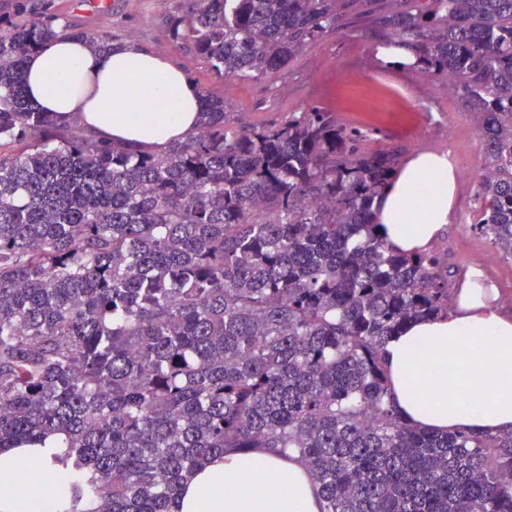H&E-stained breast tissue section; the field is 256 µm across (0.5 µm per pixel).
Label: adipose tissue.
<instances>
[{"mask_svg":"<svg viewBox=\"0 0 512 512\" xmlns=\"http://www.w3.org/2000/svg\"><path fill=\"white\" fill-rule=\"evenodd\" d=\"M139 86L149 110L132 107ZM28 98L46 112L79 120L90 136L159 152L193 132L201 99L174 61L126 41L93 50L61 31L25 64ZM456 192L450 151L407 159L376 203L379 233L399 251H429L449 221ZM497 290L468 271L448 316L407 325L386 346L391 396L409 423L434 432L512 431V317L495 305ZM50 448L0 455V512H56L52 490L77 481ZM178 512H319L303 464L264 448L226 451L183 485Z\"/></svg>","mask_w":512,"mask_h":512,"instance_id":"ef3b65f1","label":"adipose tissue"}]
</instances>
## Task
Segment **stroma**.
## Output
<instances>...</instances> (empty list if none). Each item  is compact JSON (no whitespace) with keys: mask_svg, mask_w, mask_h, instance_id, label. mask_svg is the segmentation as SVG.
I'll return each mask as SVG.
<instances>
[{"mask_svg":"<svg viewBox=\"0 0 512 512\" xmlns=\"http://www.w3.org/2000/svg\"><path fill=\"white\" fill-rule=\"evenodd\" d=\"M61 22L119 43L133 40L173 58L199 89L224 98L230 125L270 124L315 105L340 123L369 135L377 148L399 147L401 159L423 150H452L457 161L453 214L434 243L448 256L452 280L473 268L495 284L499 304L512 314V260L503 258L473 230L475 173L483 153L477 119L438 80L413 77L379 64L363 26L368 7L355 0L350 13L321 41L305 47L289 65L260 81H213L207 65L179 48L166 32L168 17L183 0H54Z\"/></svg>","mask_w":512,"mask_h":512,"instance_id":"stroma-1","label":"stroma"}]
</instances>
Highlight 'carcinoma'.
I'll return each instance as SVG.
<instances>
[{
	"mask_svg": "<svg viewBox=\"0 0 512 512\" xmlns=\"http://www.w3.org/2000/svg\"><path fill=\"white\" fill-rule=\"evenodd\" d=\"M370 13L417 73L478 118L473 230L512 259V0H405ZM349 0H190L169 37L215 79L261 80ZM53 0L0 12V455L63 449L58 512H173L229 449L299 454L320 512H512V433L406 423L384 350L450 312L448 260L402 253L374 206L397 150L311 106L197 130L160 153L62 123L24 95L57 35Z\"/></svg>",
	"mask_w": 512,
	"mask_h": 512,
	"instance_id": "obj_1",
	"label": "carcinoma"
}]
</instances>
